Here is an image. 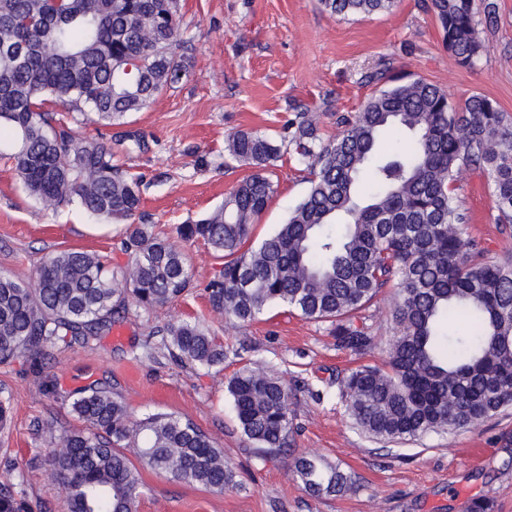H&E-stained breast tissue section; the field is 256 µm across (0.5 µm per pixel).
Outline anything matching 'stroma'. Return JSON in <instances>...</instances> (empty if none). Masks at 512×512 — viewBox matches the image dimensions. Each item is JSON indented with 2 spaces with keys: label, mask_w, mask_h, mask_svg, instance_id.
<instances>
[{
  "label": "stroma",
  "mask_w": 512,
  "mask_h": 512,
  "mask_svg": "<svg viewBox=\"0 0 512 512\" xmlns=\"http://www.w3.org/2000/svg\"><path fill=\"white\" fill-rule=\"evenodd\" d=\"M485 2H473L485 50L464 66L444 47L431 0H396L391 11L346 17L324 12L319 0H182V80L120 124L89 123L83 131L110 141L114 164L142 179V221L170 237L246 176V168L225 161L229 135L275 137L283 148L272 168L276 192L255 226L260 239L285 222L309 187L310 169L288 147L286 122L311 110L320 115V136L336 134L339 117L378 90L372 72L386 67L402 82L425 79L447 90L456 108L482 94L512 118V0H495L490 21ZM454 194L467 236L479 238L490 259L512 260V232L499 228L486 175L460 167ZM122 239L121 224L98 225L76 205L43 207L0 158V271L31 280L46 254L64 248L102 254L119 269L128 259ZM181 248L193 284L178 301L149 312L131 308L88 346L55 344L41 374L18 361L0 364V400L12 411L10 427L0 431V483L17 498L35 512H69L67 490L50 476V441L77 425L70 394L106 379L135 417L192 419L223 448L242 482L215 492L144 467L137 512H470L477 498L490 512H512V406L473 429L400 444L368 438L347 415L338 380L382 364L394 333V289L357 313L356 324L377 338L374 349L358 354L336 347L328 324L285 307H270L246 325L229 321L204 292L221 259L201 241ZM180 320L198 321L223 345V365L207 369L169 357L161 331ZM253 362L291 391L295 454L338 466L356 491L314 497L285 462L259 459L226 391L229 378ZM45 380L56 382L57 394L43 391Z\"/></svg>",
  "instance_id": "obj_1"
}]
</instances>
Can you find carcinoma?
I'll return each mask as SVG.
<instances>
[{
    "instance_id": "cac0c4a2",
    "label": "carcinoma",
    "mask_w": 512,
    "mask_h": 512,
    "mask_svg": "<svg viewBox=\"0 0 512 512\" xmlns=\"http://www.w3.org/2000/svg\"><path fill=\"white\" fill-rule=\"evenodd\" d=\"M336 16L389 11L395 0H321ZM443 40L460 64L483 52L472 0H431ZM181 0H0V150L34 199L77 203L89 214L126 222L129 259L116 273L89 251L60 249L30 283L0 272V363L34 368L59 341L86 345L110 331L129 305L145 311L177 301L192 275L181 249L136 223L141 181L112 164V144L59 125L51 106L110 126L139 112L181 80ZM408 136L398 151L381 134ZM311 169L302 201L278 230L247 246L275 193L270 168L280 146L240 130L228 159L249 174L202 218L176 227L182 241L202 240L224 264L205 292L211 307L247 324L271 305L331 325L336 346L364 352L374 337L353 315L386 287L397 293L383 366L340 379L353 424L382 443L429 432L473 428L512 406V263L487 258L465 235L452 185L462 165L487 173L497 220L512 228V120L484 95L453 108L442 87L417 78L393 84L343 118L324 140L318 117L302 113L289 140ZM176 361L224 363V346L196 322L164 327ZM226 390L239 427L261 459L290 450L288 390L263 368L246 366ZM82 427L51 441V476L69 493L70 512H136L144 493L131 460L172 479L222 491L239 487L224 450L174 413L132 417L106 385L81 389L70 403ZM292 468L314 496L355 489V481L318 458ZM0 485V512L23 510Z\"/></svg>"
}]
</instances>
